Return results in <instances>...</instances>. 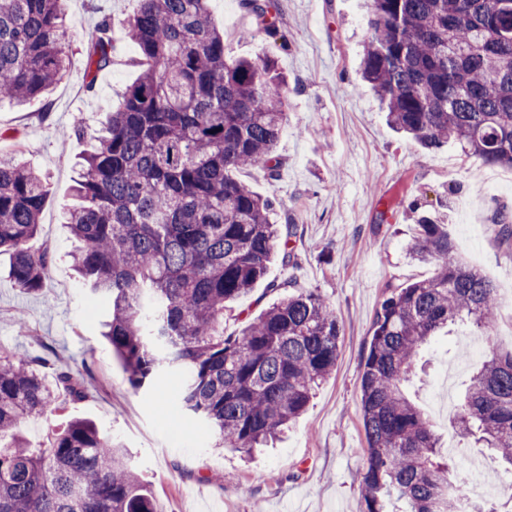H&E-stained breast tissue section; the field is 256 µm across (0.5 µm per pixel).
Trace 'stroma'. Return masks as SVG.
<instances>
[{
	"label": "stroma",
	"mask_w": 512,
	"mask_h": 512,
	"mask_svg": "<svg viewBox=\"0 0 512 512\" xmlns=\"http://www.w3.org/2000/svg\"><path fill=\"white\" fill-rule=\"evenodd\" d=\"M280 34L267 36L241 0H209L227 54L274 56L287 80L288 125L277 153V180L261 168L241 172L254 191L277 200L276 221L295 227L288 239L293 264L274 262L254 290L226 305L224 333L239 334L248 319L278 298L299 291L321 295L343 324L336 368L304 414L272 448L250 458L210 445L206 423L180 413L175 398L184 376L170 370L133 389L102 335L109 312L75 276L72 240L59 222L73 204L78 161L89 150L103 112L138 75L137 55L124 33L137 0H69L71 40L67 76L44 98L22 109L0 106V153L13 154L41 173L49 194L30 245L53 262L43 290L19 293L0 256V352L44 359L55 380L83 378L86 398L66 397L63 414L33 419L22 430L32 446L46 442L73 418L93 420L119 441L152 491L158 512H362L358 484L367 442L360 410V375L374 314L390 288L432 277L436 266L408 257L417 227L409 204L447 223L457 255L474 262L495 286H512V246L500 243L491 222L512 213V194L490 195L488 168L451 144L427 150L394 131L361 78L368 37L367 0H272ZM112 22L114 63L85 87L86 47L102 19ZM277 291H270V284ZM472 332L454 328L426 351L415 379L419 403L447 442L458 470L472 460L499 461L454 434L447 414L433 410L441 374L458 402L480 364L470 353Z\"/></svg>",
	"instance_id": "1"
}]
</instances>
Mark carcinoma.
Returning a JSON list of instances; mask_svg holds the SVG:
<instances>
[{
  "mask_svg": "<svg viewBox=\"0 0 512 512\" xmlns=\"http://www.w3.org/2000/svg\"><path fill=\"white\" fill-rule=\"evenodd\" d=\"M67 0H0V101L16 106L66 75ZM209 0H139L126 34L138 78L119 95L83 157L77 203L64 215L71 264L89 292L111 303L104 336L140 388L165 367L185 371L182 406L208 423L216 444L248 453L307 408L334 370L343 327L320 295H288L224 335V305L250 293L293 225L272 221L274 201L236 173L279 175L288 124L274 58H231ZM268 35L262 0H242ZM362 77L387 121L426 149L459 144L491 166L512 167V0H370ZM110 24L86 53L94 86L112 65ZM44 176L0 154V253L26 294L44 287L50 257L27 247L48 195ZM418 232L407 251L434 259L433 277L393 289L377 310L361 373L367 463L363 512H459L428 414L407 387L426 346L467 325L486 353L456 406L452 430L491 449L512 471V352L494 345L499 297L462 262L445 224L411 206ZM512 243V216L493 218ZM87 395L62 372L51 384L22 353L0 356V512H156L152 493L112 438L71 419L33 447L21 428L64 407L55 385Z\"/></svg>",
  "mask_w": 512,
  "mask_h": 512,
  "instance_id": "cac0c4a2",
  "label": "carcinoma"
}]
</instances>
